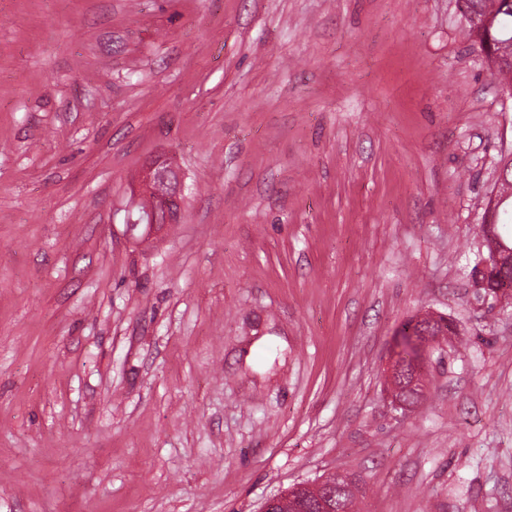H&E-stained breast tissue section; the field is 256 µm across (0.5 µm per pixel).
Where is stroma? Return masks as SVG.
<instances>
[{
  "label": "stroma",
  "mask_w": 512,
  "mask_h": 512,
  "mask_svg": "<svg viewBox=\"0 0 512 512\" xmlns=\"http://www.w3.org/2000/svg\"><path fill=\"white\" fill-rule=\"evenodd\" d=\"M512 151L456 0H0V512H512ZM169 153L178 223L133 240ZM425 312L426 398L394 408ZM174 169V166L166 156H158L151 162H149L142 170L140 179L138 182V188L141 194L145 197H151L153 201L152 214L163 210L165 212V218L160 221L161 224H172L175 223L179 213L181 211L184 196V186L179 180V184L176 189V194L173 195L167 191L164 187L163 181H166L169 170ZM173 202L177 204V209L172 208L171 212L169 207L172 206ZM151 214V221L152 215ZM482 224H484L482 222ZM484 238L490 252V261H485L482 266V273L487 277L495 279L512 277V235L509 241L500 235L496 230V224H484ZM509 248H508V247ZM511 248V249H510ZM415 317L404 322L397 330L399 336L398 345L401 347L399 355L412 358L417 354L418 341L420 340L418 323L414 325ZM362 492V486L360 480L355 479L351 482H345L344 480L339 482L336 489V496L334 500L335 507L333 508L336 512H355L357 495ZM337 506V508H336Z\"/></svg>",
  "instance_id": "stroma-1"
}]
</instances>
